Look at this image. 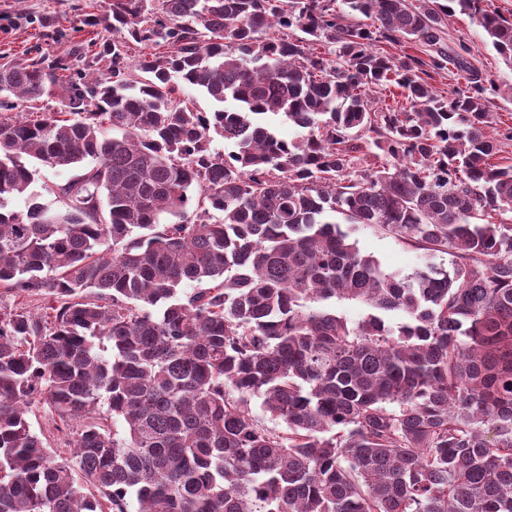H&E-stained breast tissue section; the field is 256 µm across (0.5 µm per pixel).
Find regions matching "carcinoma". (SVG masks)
<instances>
[{"label": "carcinoma", "mask_w": 512, "mask_h": 512, "mask_svg": "<svg viewBox=\"0 0 512 512\" xmlns=\"http://www.w3.org/2000/svg\"><path fill=\"white\" fill-rule=\"evenodd\" d=\"M106 3L88 24L112 41L74 49L79 76L67 57L0 66V287L50 298L40 317L0 308V512H512V125L445 42L458 10L512 65V16ZM131 41L166 51L134 63ZM450 66L466 86L447 96L419 76ZM391 86L408 106H375ZM44 97L61 112L9 116ZM31 161L88 166L61 207L9 210ZM343 222L450 268L387 273ZM38 404L63 462L31 428Z\"/></svg>", "instance_id": "1"}]
</instances>
